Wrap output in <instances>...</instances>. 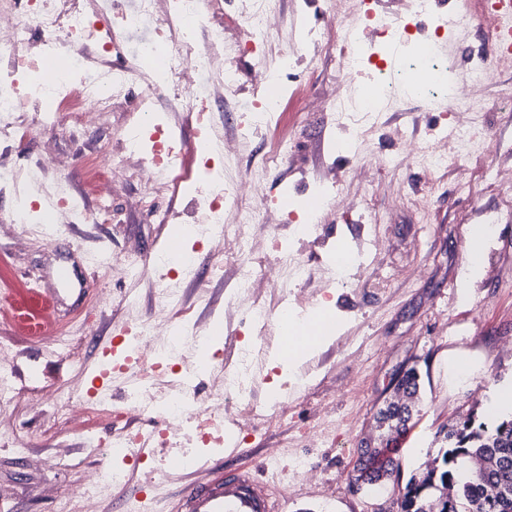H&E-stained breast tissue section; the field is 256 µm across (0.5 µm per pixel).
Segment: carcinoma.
I'll return each mask as SVG.
<instances>
[{
    "mask_svg": "<svg viewBox=\"0 0 512 512\" xmlns=\"http://www.w3.org/2000/svg\"><path fill=\"white\" fill-rule=\"evenodd\" d=\"M399 389L409 393L402 404L395 402L380 409L378 428L393 433L407 428L419 392V378L414 370L407 371L399 381ZM441 463L419 476H413L399 501V512H427L429 497L445 488L454 493L439 495L437 512H512V418L505 419L491 430L469 424L451 428L443 435ZM468 458L480 461L478 472L464 476L463 463ZM396 470L391 457H381V451L367 448L357 468L351 486L359 483L382 486Z\"/></svg>",
    "mask_w": 512,
    "mask_h": 512,
    "instance_id": "1",
    "label": "carcinoma"
}]
</instances>
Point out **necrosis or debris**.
Masks as SVG:
<instances>
[{
  "mask_svg": "<svg viewBox=\"0 0 512 512\" xmlns=\"http://www.w3.org/2000/svg\"><path fill=\"white\" fill-rule=\"evenodd\" d=\"M399 15H377L368 0H319L313 19L304 21L295 34L301 50L320 54L335 47L341 85L331 91L325 110L339 137L334 149L348 159L350 175L378 170L393 163V156L363 157L365 139L376 134L382 113L395 104L409 84H416L427 99L452 101L455 133L434 134L430 143L409 139L405 148L428 177H436L449 163L481 148L480 129L472 121L470 98L475 88L490 82L497 66L512 65V54L498 56L496 65L469 61L467 68L447 59L439 50L450 27L465 21V14L446 15L439 0H397ZM243 39L226 38L221 0H137L128 10L124 0H0V149L22 145L30 139L35 120L56 123L68 117L81 124H99L112 118L116 107L128 105L126 120L114 134L122 155L134 158L122 177L140 183L142 191L127 200L129 209L153 216L155 223L169 224L171 212L160 208L163 192H189L200 221L187 230L192 251L180 257L157 254L145 262L129 253L125 274L158 276L165 285L157 292L158 312L135 320L123 332L121 342L131 348L138 364L139 384L122 404L91 398L56 396L45 410L59 421L84 428L90 418L107 416L128 422L161 416L166 430L192 427L201 448L224 444V423L233 411H246L262 376L260 368L271 339L277 308L255 299L259 276L277 287L295 288L309 278L308 267L294 246L276 234L265 243L250 237L245 228L260 223L263 215L265 171L251 174L248 182L224 175V162L236 154L240 143L212 136V114L224 99L234 97L238 73L234 60L252 56L258 81L292 90L294 57L281 56L278 63L266 61L267 48L279 29V17L271 0H239L235 13ZM150 34L137 46L130 36L143 27ZM203 30L205 46H197L194 30ZM104 58L120 59L117 67L100 70L88 64V51ZM59 61L56 75L43 69L46 59ZM370 84L371 94L358 98L347 84L357 80ZM194 114L197 125V169L181 162L182 142L162 116L163 111ZM0 186L14 193L18 205L7 217L11 224H71L85 213L68 190L64 178L46 181L42 166L22 170L0 165ZM311 206L304 215H289L296 240L315 236L319 224L330 216L353 215L355 223L370 224L374 217L369 203L347 201L341 177L328 171L304 189ZM375 239L332 250L329 281L340 286L367 268ZM207 250L236 269L233 291L246 298L242 321L251 337L242 344L233 363L226 364L213 352L209 337L193 328L180 305L179 282L196 276L194 254ZM193 359L192 373L183 363ZM219 374L207 401H200L193 376ZM162 378L176 384L164 396L154 385ZM147 441L143 433L115 432L110 446L122 463L97 471L94 484L102 490L126 481L125 463Z\"/></svg>",
  "mask_w": 512,
  "mask_h": 512,
  "instance_id": "1",
  "label": "necrosis or debris"
}]
</instances>
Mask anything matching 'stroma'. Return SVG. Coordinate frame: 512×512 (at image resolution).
I'll return each mask as SVG.
<instances>
[{"mask_svg": "<svg viewBox=\"0 0 512 512\" xmlns=\"http://www.w3.org/2000/svg\"><path fill=\"white\" fill-rule=\"evenodd\" d=\"M273 7L282 23L268 50L274 63L296 50L301 4L274 0ZM296 74L299 94L283 104L289 156L267 182L268 188L285 186L295 192L324 170L345 166L330 148L336 133L326 112L307 106L337 78L335 49L324 50L314 65H299ZM503 84H512V70L498 71L494 82L480 91L478 120L492 139L512 144V108L496 103ZM123 118L120 111L108 124L81 125L66 118L39 128L6 156L11 165L32 166L41 159L43 139H52L58 152L74 161L66 174L71 194L88 212L109 201L112 215L105 222L44 225L42 234L23 249L16 245V229H0V308L29 289L50 288L49 274L58 264L85 273L84 294L63 296L55 315L63 334L77 336L80 369H73L55 346L27 340L14 322L0 323V349L13 359L15 384L36 386L33 393L0 399V512H61L62 495L78 488L86 492L87 512H177L185 479L167 470L165 461L172 454L195 457L203 472L219 463L225 472L247 471L266 480L281 502L280 512H397L409 478L436 458L443 430L467 420L490 428L502 421L491 398L512 385V219L494 228L479 274L463 272L469 230L480 212L512 206V189L489 177L491 169L512 168V153L486 150L465 157L462 167L441 172L423 211L404 201L406 192L426 184L414 164L383 168L367 185L346 180L345 195L369 198L376 224L366 228L341 218L325 224L318 237L297 245L311 268L309 282L296 289L266 284L258 290L274 305L286 297L330 312L329 338L293 363L305 374L302 382L284 393L275 381L258 388L255 411L241 419L243 426H256L254 437L229 435L223 447L197 448L188 434L173 432L163 447L147 453L145 465L128 468L124 485L106 496L88 492V476L117 463L112 456L87 451L90 439H111V420L103 417L87 431H75L40 412L37 399L46 392L85 396L112 337L158 308L157 280L130 279L111 268L128 251L143 256L165 250L169 231L168 225L126 206L141 187L118 177L129 164L113 151V126ZM438 119L425 102L406 98L384 113L365 153L398 152L405 135L427 139ZM273 137L270 131L253 135L226 160L230 178L261 167ZM462 176L469 185L465 195L456 191ZM367 235L377 243L370 269L344 287H328L322 271L327 246ZM196 271V281L183 287L182 306L201 330L223 325L219 343L226 358H233L239 330L231 288L234 271L219 268L205 251L197 254ZM103 296L110 307L99 305ZM412 367L421 375L420 400L407 430L393 443L398 467L391 481L376 491L350 488L361 448L380 436L377 411L397 399V381ZM319 416L331 419L335 438L312 435ZM298 457L308 459L307 471L295 470Z\"/></svg>", "mask_w": 512, "mask_h": 512, "instance_id": "35a3bbf8", "label": "stroma"}]
</instances>
